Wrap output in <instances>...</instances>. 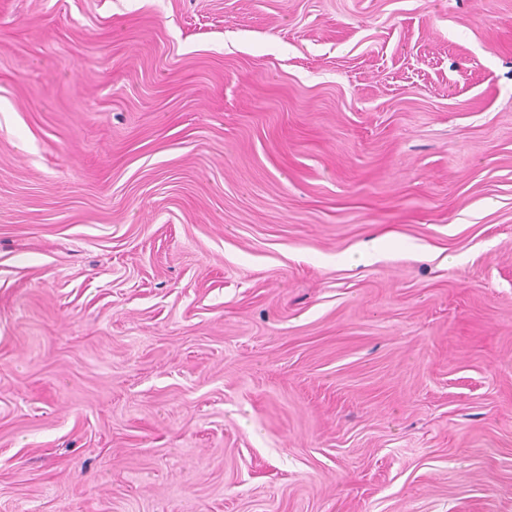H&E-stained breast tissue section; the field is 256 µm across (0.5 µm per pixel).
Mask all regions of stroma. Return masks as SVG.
Segmentation results:
<instances>
[{
	"instance_id": "35a3bbf8",
	"label": "stroma",
	"mask_w": 512,
	"mask_h": 512,
	"mask_svg": "<svg viewBox=\"0 0 512 512\" xmlns=\"http://www.w3.org/2000/svg\"><path fill=\"white\" fill-rule=\"evenodd\" d=\"M0 512H512V0H0Z\"/></svg>"
}]
</instances>
